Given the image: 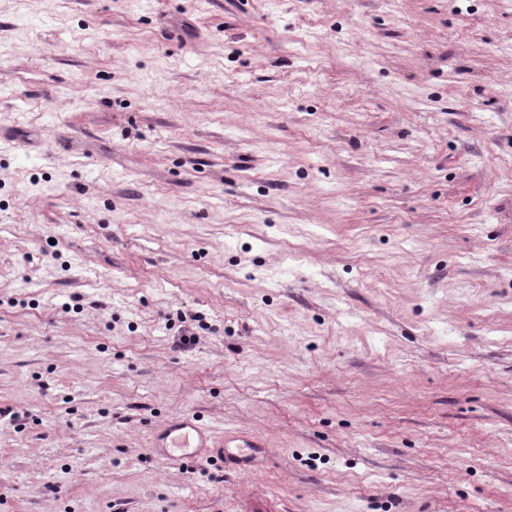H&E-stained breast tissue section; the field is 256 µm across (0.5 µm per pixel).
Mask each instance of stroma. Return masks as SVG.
<instances>
[{
  "label": "stroma",
  "mask_w": 512,
  "mask_h": 512,
  "mask_svg": "<svg viewBox=\"0 0 512 512\" xmlns=\"http://www.w3.org/2000/svg\"><path fill=\"white\" fill-rule=\"evenodd\" d=\"M0 512H512V0H0ZM262 443L244 435L217 437L194 413L171 417L152 439L150 452L169 463L186 459L216 460L224 468L254 466Z\"/></svg>",
  "instance_id": "obj_1"
}]
</instances>
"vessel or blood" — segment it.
<instances>
[{
	"mask_svg": "<svg viewBox=\"0 0 512 512\" xmlns=\"http://www.w3.org/2000/svg\"><path fill=\"white\" fill-rule=\"evenodd\" d=\"M262 443L244 435L216 436L214 431L190 412L171 417L153 437L151 453L170 463L186 459L216 460L225 468L254 466Z\"/></svg>",
	"mask_w": 512,
	"mask_h": 512,
	"instance_id": "vessel-or-blood-1",
	"label": "vessel or blood"
}]
</instances>
